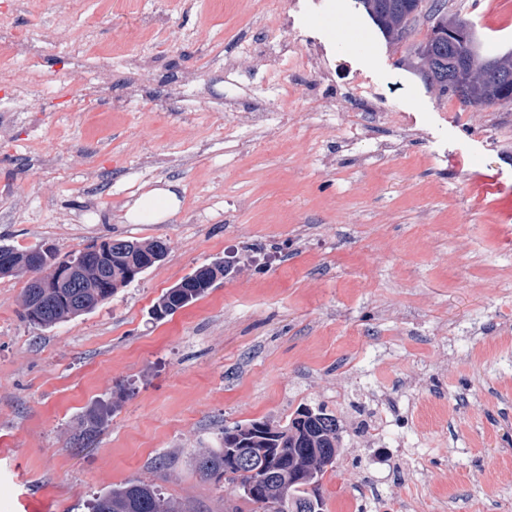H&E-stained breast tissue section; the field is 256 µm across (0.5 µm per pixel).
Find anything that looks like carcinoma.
I'll return each instance as SVG.
<instances>
[{
    "label": "carcinoma",
    "instance_id": "obj_1",
    "mask_svg": "<svg viewBox=\"0 0 512 512\" xmlns=\"http://www.w3.org/2000/svg\"><path fill=\"white\" fill-rule=\"evenodd\" d=\"M422 0H359L364 11L389 41L397 31L407 28L422 13ZM431 32L426 37L422 57L429 82L444 95H456L458 73H469L474 90L490 89L491 96L503 98L512 81L493 82L482 73V40L476 28L450 18L434 8L428 9ZM167 241L153 238L142 241L105 239L78 250L59 261L55 254L40 258L37 249L18 250L0 246V278L28 274L21 317L38 327H52L73 320L104 304L119 289L135 281L152 267L155 256L165 258ZM72 270L65 288H37L35 282H52L57 267ZM228 271L224 262L197 267L179 283L163 293L155 305L159 319L203 297ZM341 424L336 415L322 408H298L285 423L268 421L236 422L224 428L221 447L200 450L195 469L200 477L236 489L238 498L253 506V512H306L311 502L321 501V480L336 467L340 453ZM235 448L249 460L233 466L224 459V450ZM89 512H186L179 502L164 496L155 483L136 479L104 490L92 499Z\"/></svg>",
    "mask_w": 512,
    "mask_h": 512
}]
</instances>
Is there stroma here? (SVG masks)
<instances>
[{
    "label": "stroma",
    "mask_w": 512,
    "mask_h": 512,
    "mask_svg": "<svg viewBox=\"0 0 512 512\" xmlns=\"http://www.w3.org/2000/svg\"><path fill=\"white\" fill-rule=\"evenodd\" d=\"M163 6L204 41L144 44L129 17L80 0L76 29L152 57L160 96L196 70L222 98L297 113L264 149L221 110L185 100L125 112L74 97L0 112V245L64 256L161 237L165 259L103 305L51 328L20 318L26 278H0V512H87L106 488L157 484L193 512L236 504L195 456L239 421L323 406L342 446L325 512H504L512 505V223L474 181L512 190V101L464 106L416 71L420 23L388 42L355 0ZM287 40L290 51L281 53ZM232 52L235 79L213 59ZM315 52L320 69L302 68ZM408 133L402 155L364 156ZM177 184L178 208L130 224L141 193ZM235 269L163 320L154 306L199 266ZM128 396L89 447L90 414ZM390 426L368 445L369 390Z\"/></svg>",
    "instance_id": "stroma-1"
}]
</instances>
